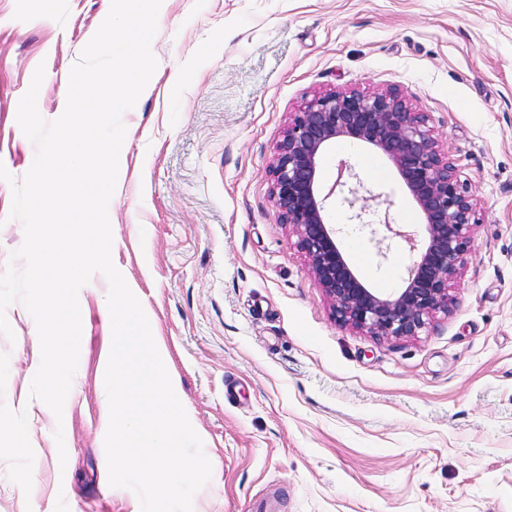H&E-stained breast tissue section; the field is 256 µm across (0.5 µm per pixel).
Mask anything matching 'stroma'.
<instances>
[{
	"label": "stroma",
	"instance_id": "35a3bbf8",
	"mask_svg": "<svg viewBox=\"0 0 512 512\" xmlns=\"http://www.w3.org/2000/svg\"><path fill=\"white\" fill-rule=\"evenodd\" d=\"M111 0H0V273L24 241L12 185L36 154L17 123L65 109L72 65ZM157 69L123 121L126 164L108 206L112 261L169 356L177 396L219 469L193 512H512V0H162ZM401 89L424 113L476 206L450 314L420 335L377 339L338 324L269 168L288 121L314 96ZM376 218L417 224L392 165L339 141ZM342 247L372 288L399 287L406 243L380 259L364 233ZM106 278L84 288L64 447L30 398L33 318L0 334V512H141L111 487L99 436L98 363L111 331ZM24 422L32 457L13 450ZM66 459H59V449Z\"/></svg>",
	"mask_w": 512,
	"mask_h": 512
}]
</instances>
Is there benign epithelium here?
Masks as SVG:
<instances>
[{
  "instance_id": "7a95c632",
  "label": "benign epithelium",
  "mask_w": 512,
  "mask_h": 512,
  "mask_svg": "<svg viewBox=\"0 0 512 512\" xmlns=\"http://www.w3.org/2000/svg\"><path fill=\"white\" fill-rule=\"evenodd\" d=\"M338 140L364 143L392 163L421 214V240L386 220L373 222L361 204L364 185L347 161L322 194V158ZM270 173L281 222L297 236L338 323L379 339L402 338L419 335L434 313L451 312L448 291L468 259L473 199L455 177L425 115L413 111L399 89L334 91L312 98L293 113ZM332 195L351 211L350 220L367 232L381 258L388 259L395 238L409 246L413 257L400 287L380 291L361 281L335 225L328 222L326 200Z\"/></svg>"
}]
</instances>
